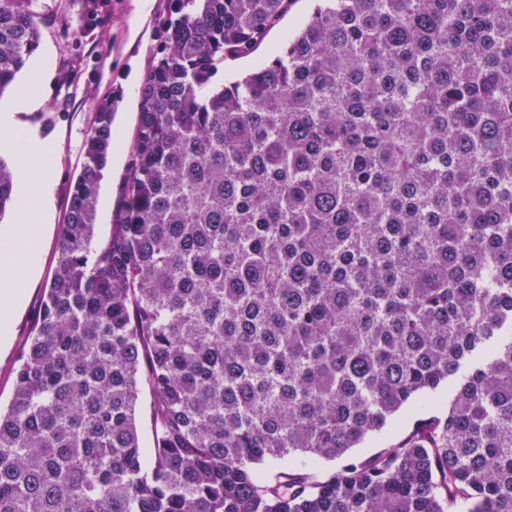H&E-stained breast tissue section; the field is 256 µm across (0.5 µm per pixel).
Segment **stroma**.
<instances>
[{
    "label": "stroma",
    "mask_w": 512,
    "mask_h": 512,
    "mask_svg": "<svg viewBox=\"0 0 512 512\" xmlns=\"http://www.w3.org/2000/svg\"><path fill=\"white\" fill-rule=\"evenodd\" d=\"M172 0H35L41 40L38 54H50L52 69L43 86L44 102L31 125L55 147L53 211L42 246L41 271L26 290V302L14 317L7 348L0 349V400L13 393L14 360L25 344L41 308L57 262V242L66 220L70 186L83 162V141L97 103L106 95L117 98L112 130L114 142L101 182L95 221L96 240H105L112 224L117 188L129 161V146L138 123L140 91L161 47L160 22ZM313 0H294L290 10L249 56L226 62L216 83L239 78L268 61L288 35L310 17ZM448 388L407 404L390 427L361 446L368 455L407 432L429 414L444 411Z\"/></svg>",
    "instance_id": "stroma-1"
}]
</instances>
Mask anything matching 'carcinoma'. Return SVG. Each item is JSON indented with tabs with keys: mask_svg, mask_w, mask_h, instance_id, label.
Wrapping results in <instances>:
<instances>
[{
	"mask_svg": "<svg viewBox=\"0 0 512 512\" xmlns=\"http://www.w3.org/2000/svg\"><path fill=\"white\" fill-rule=\"evenodd\" d=\"M32 2L0 0V96ZM292 2L173 0L102 243L98 102L0 406V512H512V0H318L213 85ZM314 4L315 2L312 0L294 1L290 10L270 30L262 44L251 55L226 62L224 70L219 71L214 82L216 84L227 83L250 72L258 64L268 61L275 50L283 47L288 35L297 31L310 17ZM447 403L448 387L443 385L404 406L393 418L390 426L372 435L361 445V448H353L352 452L357 455H369L375 452L398 438L394 428H399V434H404L417 420L428 417L432 412L444 411Z\"/></svg>",
	"mask_w": 512,
	"mask_h": 512,
	"instance_id": "1",
	"label": "carcinoma"
}]
</instances>
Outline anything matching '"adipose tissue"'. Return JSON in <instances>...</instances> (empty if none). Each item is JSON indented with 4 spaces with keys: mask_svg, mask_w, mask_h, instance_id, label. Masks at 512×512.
Returning <instances> with one entry per match:
<instances>
[{
    "mask_svg": "<svg viewBox=\"0 0 512 512\" xmlns=\"http://www.w3.org/2000/svg\"><path fill=\"white\" fill-rule=\"evenodd\" d=\"M48 74V64H41L13 99L0 106V150L12 152L21 184L14 223L0 225V345L7 343L14 314L23 303V289L39 268L53 168L45 161L46 147L25 136L19 116L41 104Z\"/></svg>",
    "mask_w": 512,
    "mask_h": 512,
    "instance_id": "1",
    "label": "adipose tissue"
}]
</instances>
